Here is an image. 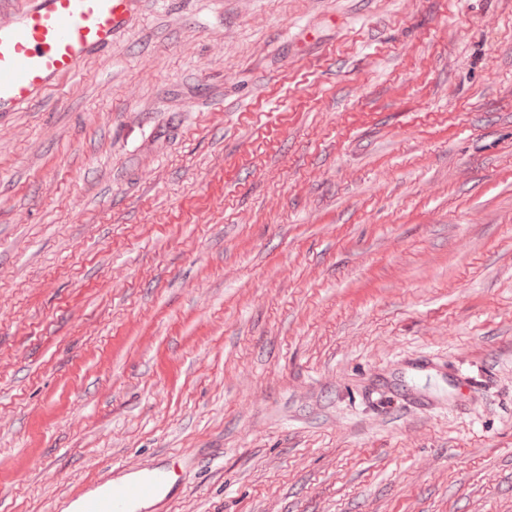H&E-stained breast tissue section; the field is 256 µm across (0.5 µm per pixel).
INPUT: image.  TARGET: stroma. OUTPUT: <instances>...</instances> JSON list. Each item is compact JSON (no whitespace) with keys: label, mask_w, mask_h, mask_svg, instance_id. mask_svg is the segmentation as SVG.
I'll return each mask as SVG.
<instances>
[{"label":"stroma","mask_w":512,"mask_h":512,"mask_svg":"<svg viewBox=\"0 0 512 512\" xmlns=\"http://www.w3.org/2000/svg\"><path fill=\"white\" fill-rule=\"evenodd\" d=\"M512 512V0H142L0 116V512ZM169 463L148 469L112 466L106 474L74 490L55 512H167L181 486ZM75 509L66 511V509Z\"/></svg>","instance_id":"35a3bbf8"}]
</instances>
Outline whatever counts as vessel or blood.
Wrapping results in <instances>:
<instances>
[{
  "label": "vessel or blood",
  "mask_w": 512,
  "mask_h": 512,
  "mask_svg": "<svg viewBox=\"0 0 512 512\" xmlns=\"http://www.w3.org/2000/svg\"><path fill=\"white\" fill-rule=\"evenodd\" d=\"M141 0H26L0 24V114L42 101L89 57L110 48ZM181 479L161 463L115 466L74 490L55 512H167Z\"/></svg>",
  "instance_id": "vessel-or-blood-1"
}]
</instances>
